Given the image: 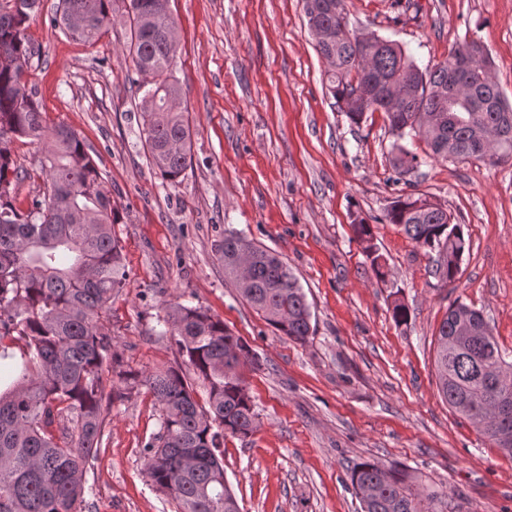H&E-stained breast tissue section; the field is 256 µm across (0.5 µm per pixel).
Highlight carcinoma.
Segmentation results:
<instances>
[{
    "label": "carcinoma",
    "mask_w": 512,
    "mask_h": 512,
    "mask_svg": "<svg viewBox=\"0 0 512 512\" xmlns=\"http://www.w3.org/2000/svg\"><path fill=\"white\" fill-rule=\"evenodd\" d=\"M36 6L37 0H0V358L9 357L5 329L24 337L27 346L22 366L0 376V512H77L86 493L84 474L101 447L112 405L110 374L119 364L104 323L127 274L114 231L120 216L93 158L74 130L46 125L24 79L23 67L34 53L26 22ZM303 8L310 30L334 33L316 42L329 65V93L355 124L368 112L384 113L397 137L391 162L398 175L428 159L484 162L487 137L496 160L512 159V105L493 80L480 42L455 47L477 67L462 74L468 93L457 97L444 65L422 69L394 41L349 36L345 0H303ZM117 20L129 24L130 81L145 89L147 151L160 175L173 181L191 162V133L172 74L175 21L167 9L160 0H61L57 23L91 42ZM407 134L425 141V157L399 144ZM19 138L45 142L43 170L50 181V192L26 212L14 197L21 173L13 144ZM386 219L436 252L434 277L455 282L470 241L448 211L403 194L392 201ZM352 228L376 278L384 279L370 225L361 220ZM215 250L234 280L241 255H247L250 287L241 297L283 335L305 342L310 306L279 256L233 231ZM167 323L182 355L208 384L209 409L198 407L176 370L144 376L142 385L161 405L160 431L145 448V473L176 512H240L215 450L224 435L246 438L257 428L238 373L256 355L198 307L172 306ZM434 366L448 407L512 457V439H503L505 430L512 431V417L503 424L496 408L503 399L512 402V362L481 311L458 301L448 307ZM409 480L405 472L371 462L350 471L363 512H433L434 496L411 491Z\"/></svg>",
    "instance_id": "obj_1"
}]
</instances>
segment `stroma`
Wrapping results in <instances>:
<instances>
[{
	"instance_id": "obj_1",
	"label": "stroma",
	"mask_w": 512,
	"mask_h": 512,
	"mask_svg": "<svg viewBox=\"0 0 512 512\" xmlns=\"http://www.w3.org/2000/svg\"><path fill=\"white\" fill-rule=\"evenodd\" d=\"M59 3L39 0L27 23V79L48 124L79 134L120 214L127 280L104 331L122 370L176 368L206 404L164 323L173 303L222 320L259 360L240 369L258 427L217 450L241 512H361L349 473L363 461L404 470L427 492L454 490L435 512H512V457L449 409L434 371L435 334L457 301L481 310L512 356V162L431 161L397 176L383 113L354 125L335 105L302 0H167L192 160L165 180L144 146L126 26L73 39L54 25ZM346 9L349 29L397 42L422 68L479 40L512 103V0H346ZM13 155L25 210L47 188L44 144L17 140ZM406 193L442 205L469 237L454 284L432 276V253L387 222ZM361 218L385 281L353 233ZM228 230L279 254L298 277L314 327L305 343L277 332L225 277L214 245ZM398 303L403 324L393 319ZM112 387L121 397L78 512H175L144 473L158 402L117 376Z\"/></svg>"
}]
</instances>
